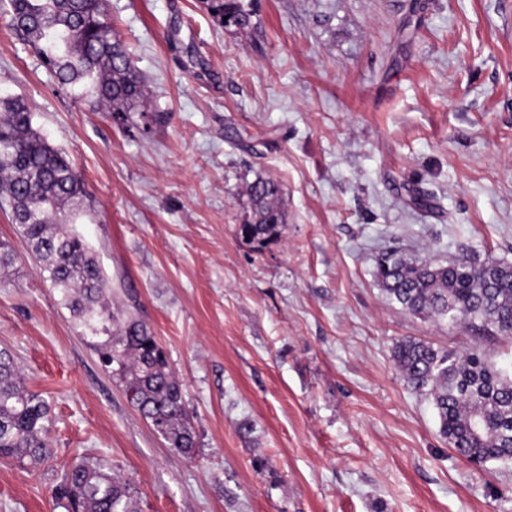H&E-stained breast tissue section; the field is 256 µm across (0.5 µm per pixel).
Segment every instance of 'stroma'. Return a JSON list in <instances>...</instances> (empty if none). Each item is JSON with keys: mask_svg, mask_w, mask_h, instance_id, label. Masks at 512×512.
Listing matches in <instances>:
<instances>
[{"mask_svg": "<svg viewBox=\"0 0 512 512\" xmlns=\"http://www.w3.org/2000/svg\"><path fill=\"white\" fill-rule=\"evenodd\" d=\"M149 106L129 132L57 88L0 13V96L83 180L74 231L112 310L168 355L195 431L169 448L38 274L8 211L0 350L51 406L53 461L0 459V512H57L81 456L137 512H512V464L475 466L438 433L393 359L412 337L473 340L390 300L375 258L512 265V0H256L216 25L200 0H110ZM282 186L279 237L237 229L257 177Z\"/></svg>", "mask_w": 512, "mask_h": 512, "instance_id": "1", "label": "stroma"}]
</instances>
